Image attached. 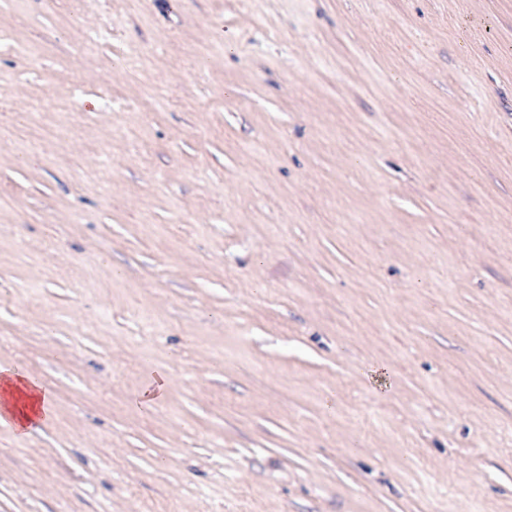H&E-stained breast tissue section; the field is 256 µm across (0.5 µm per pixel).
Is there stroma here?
Listing matches in <instances>:
<instances>
[{"label":"stroma","mask_w":512,"mask_h":512,"mask_svg":"<svg viewBox=\"0 0 512 512\" xmlns=\"http://www.w3.org/2000/svg\"><path fill=\"white\" fill-rule=\"evenodd\" d=\"M15 366L0 512H512V0H0ZM0 381V410L12 412L15 430L22 433L31 431L41 421L37 416L38 407L47 399V391L23 373L6 372Z\"/></svg>","instance_id":"1"}]
</instances>
